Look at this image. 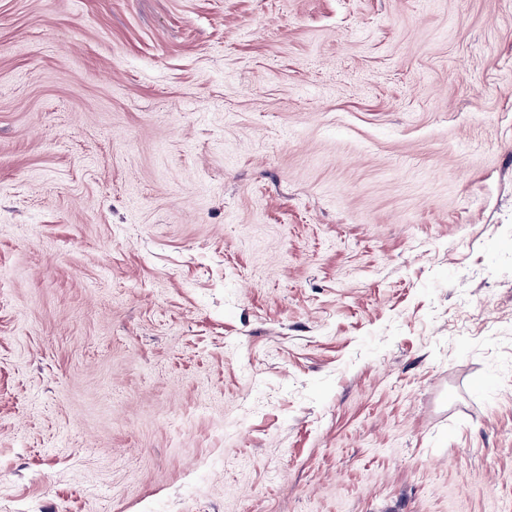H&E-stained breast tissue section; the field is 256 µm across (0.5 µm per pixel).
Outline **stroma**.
Here are the masks:
<instances>
[{"mask_svg": "<svg viewBox=\"0 0 512 512\" xmlns=\"http://www.w3.org/2000/svg\"><path fill=\"white\" fill-rule=\"evenodd\" d=\"M0 512H512V0H0Z\"/></svg>", "mask_w": 512, "mask_h": 512, "instance_id": "1", "label": "stroma"}]
</instances>
